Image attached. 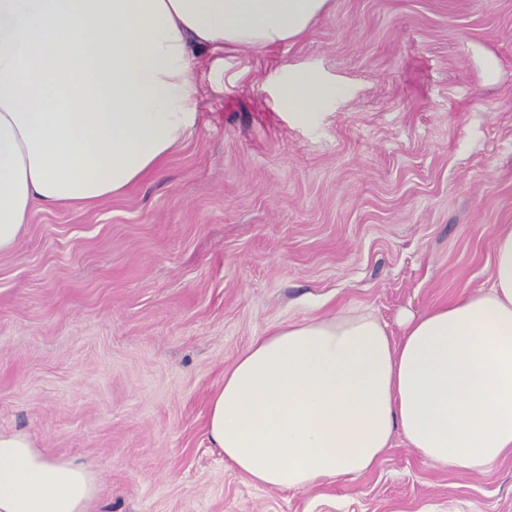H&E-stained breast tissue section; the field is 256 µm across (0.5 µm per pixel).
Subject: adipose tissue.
Returning a JSON list of instances; mask_svg holds the SVG:
<instances>
[{
	"mask_svg": "<svg viewBox=\"0 0 512 512\" xmlns=\"http://www.w3.org/2000/svg\"><path fill=\"white\" fill-rule=\"evenodd\" d=\"M331 0H0V254L39 206L84 208L157 170L195 122L209 51L300 39ZM281 103L313 121L336 87L282 69ZM430 462L483 472L512 456V225L488 286L405 319L273 327L209 401L213 447L254 484L303 490L370 470L394 432ZM87 464L0 432V512H90Z\"/></svg>",
	"mask_w": 512,
	"mask_h": 512,
	"instance_id": "adipose-tissue-1",
	"label": "adipose tissue"
}]
</instances>
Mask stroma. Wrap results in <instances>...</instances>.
Returning <instances> with one entry per match:
<instances>
[{
	"label": "stroma",
	"mask_w": 512,
	"mask_h": 512,
	"mask_svg": "<svg viewBox=\"0 0 512 512\" xmlns=\"http://www.w3.org/2000/svg\"><path fill=\"white\" fill-rule=\"evenodd\" d=\"M340 88L311 126L282 65ZM194 126L90 209L34 210L0 254V431L88 462L91 512H512V457L441 467L402 434L371 470L259 487L209 400L289 320H399L488 284L512 224V0H332L299 41L203 55Z\"/></svg>",
	"instance_id": "1"
}]
</instances>
